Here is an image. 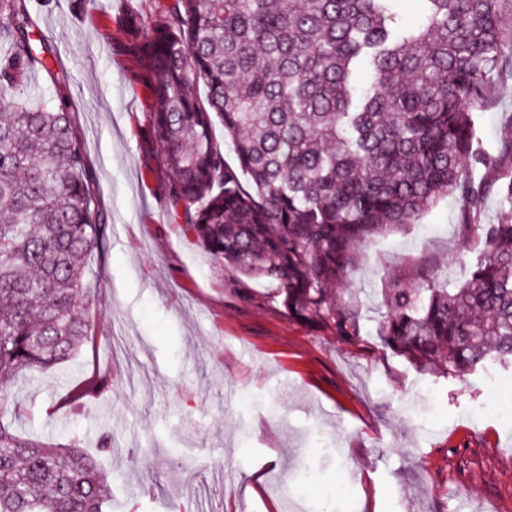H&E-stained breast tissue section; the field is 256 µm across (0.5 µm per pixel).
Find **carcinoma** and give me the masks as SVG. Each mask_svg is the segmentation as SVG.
<instances>
[{
  "instance_id": "1",
  "label": "carcinoma",
  "mask_w": 512,
  "mask_h": 512,
  "mask_svg": "<svg viewBox=\"0 0 512 512\" xmlns=\"http://www.w3.org/2000/svg\"><path fill=\"white\" fill-rule=\"evenodd\" d=\"M393 2L155 0L150 15L119 19L173 218L212 258L268 283L289 319L348 346L362 310L337 286L360 247L448 194L476 206L491 184L470 169L512 172V129L494 157L474 146L506 38L500 0H417L403 30ZM47 52L31 0H0V512H107L111 487L78 437L26 439L4 420L18 377L66 363L90 337L85 261L106 234L73 111L28 92L37 72L61 82ZM502 193L499 223L459 225L480 230L462 284L426 263L389 277L384 348L447 376L512 370V181ZM103 386L86 381L70 401Z\"/></svg>"
}]
</instances>
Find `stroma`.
I'll return each mask as SVG.
<instances>
[{
  "instance_id": "1",
  "label": "stroma",
  "mask_w": 512,
  "mask_h": 512,
  "mask_svg": "<svg viewBox=\"0 0 512 512\" xmlns=\"http://www.w3.org/2000/svg\"><path fill=\"white\" fill-rule=\"evenodd\" d=\"M152 0H47L32 16L66 71L68 99L107 229L87 258L92 342L65 365L22 377L6 417L30 438L79 435L112 487V512H322L345 477L342 512H512V405L492 368L463 378L416 369L376 336L387 277L432 260L462 281L473 246L462 200L445 197L360 251L347 286L362 304L352 348L289 319L267 286L215 261L164 198L141 71L118 18ZM480 149L512 127V36L488 101ZM108 385L54 404L93 372ZM112 448L100 451L103 436ZM313 461L319 484L300 481Z\"/></svg>"
}]
</instances>
